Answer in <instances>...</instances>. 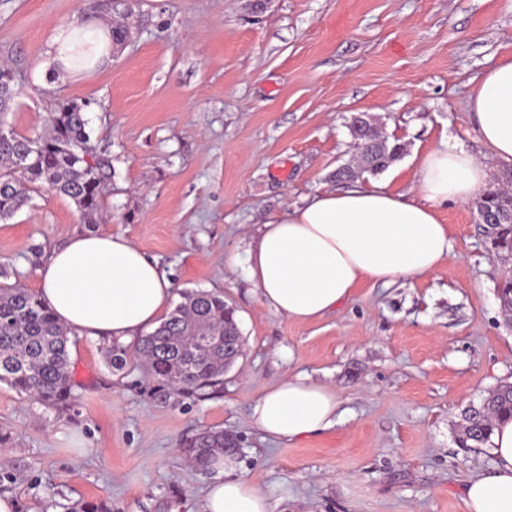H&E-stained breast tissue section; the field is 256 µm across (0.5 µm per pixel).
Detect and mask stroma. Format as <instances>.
Returning <instances> with one entry per match:
<instances>
[{"label": "stroma", "mask_w": 512, "mask_h": 512, "mask_svg": "<svg viewBox=\"0 0 512 512\" xmlns=\"http://www.w3.org/2000/svg\"><path fill=\"white\" fill-rule=\"evenodd\" d=\"M77 13L125 18L129 42L64 67L55 38ZM506 55L512 0H0V62L20 78L8 126L42 132L55 94L85 103L111 161L96 232L129 238L175 294H222L244 341L222 385L189 397L163 395L137 360L111 368L107 343L81 336L69 408L0 384V459L13 473L0 493L17 512H202L207 479L182 444L205 428L239 437L238 472L273 512H467L463 489L494 458L462 447L465 412L512 381L497 297L512 265L493 258L473 206L440 209L450 268L360 283L307 323L267 312L241 260L259 224L340 188L358 113L404 147L362 183L414 194L421 159L444 140L484 156L465 105ZM85 229L70 199L34 192L0 220V266L37 290L46 254ZM299 373L336 391L340 417L300 440L264 437L253 402Z\"/></svg>", "instance_id": "1"}]
</instances>
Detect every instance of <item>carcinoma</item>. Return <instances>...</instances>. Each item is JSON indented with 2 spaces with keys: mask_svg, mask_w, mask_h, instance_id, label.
Segmentation results:
<instances>
[{
  "mask_svg": "<svg viewBox=\"0 0 512 512\" xmlns=\"http://www.w3.org/2000/svg\"><path fill=\"white\" fill-rule=\"evenodd\" d=\"M17 93L15 73L0 66V127L15 106ZM84 107L58 98L47 113L46 132L27 136L11 130L8 138L0 139V219L14 215L31 199V193L43 187L69 198L83 223L103 220V169L108 160L86 131ZM351 133L361 146L360 169L339 170L341 180L353 181L359 172H382L403 152L401 145L354 124ZM86 153L94 163L84 160ZM510 182L512 169L502 172L475 202L476 209H490L492 215L501 216L485 225V232L494 257L502 262L512 260V195L504 190ZM71 335L38 294L19 282L0 287V383L55 408L68 405L75 387L68 350ZM240 348L235 310L224 297L187 291L174 311L138 341L136 352L163 390L187 397L220 384L225 363L234 361ZM126 355L127 348L115 341L106 360L111 368L121 370ZM511 418L512 385L505 383L465 415L462 445L471 448L488 443L495 423ZM236 442L232 433L205 428L186 440L183 448L191 466L208 476L216 458Z\"/></svg>",
  "mask_w": 512,
  "mask_h": 512,
  "instance_id": "cac0c4a2",
  "label": "carcinoma"
}]
</instances>
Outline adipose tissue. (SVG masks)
Wrapping results in <instances>:
<instances>
[{
    "instance_id": "1",
    "label": "adipose tissue",
    "mask_w": 512,
    "mask_h": 512,
    "mask_svg": "<svg viewBox=\"0 0 512 512\" xmlns=\"http://www.w3.org/2000/svg\"><path fill=\"white\" fill-rule=\"evenodd\" d=\"M467 112L486 159L441 144L420 162L416 198L357 182L316 192L260 224L245 271L261 306L292 321H313L349 300L361 282L425 277L451 263L455 252L440 207L481 195L490 166L512 168V56L484 73ZM36 275L57 321L97 340L131 342L161 323L174 295L157 263L120 234L73 235L48 252ZM339 406L329 386L297 375L259 395L250 420L264 435L292 440L331 427ZM491 451L494 467L466 486L468 512H512V419L497 422ZM236 467V457L218 460L204 512H271Z\"/></svg>"
}]
</instances>
